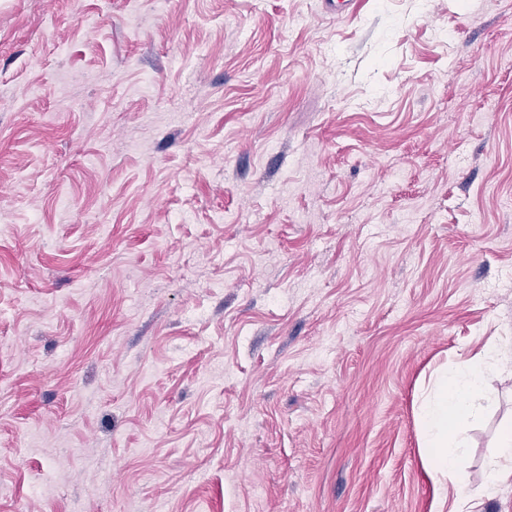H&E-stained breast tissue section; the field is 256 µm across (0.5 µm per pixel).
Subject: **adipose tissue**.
Here are the masks:
<instances>
[{
  "label": "adipose tissue",
  "instance_id": "adipose-tissue-1",
  "mask_svg": "<svg viewBox=\"0 0 512 512\" xmlns=\"http://www.w3.org/2000/svg\"><path fill=\"white\" fill-rule=\"evenodd\" d=\"M512 362L498 359L490 351L441 371L431 393L424 400L422 457L429 475L450 479L460 486L453 512H472L475 497L467 490L464 475L466 439L459 427L462 420L477 414V405L487 381L511 369Z\"/></svg>",
  "mask_w": 512,
  "mask_h": 512
}]
</instances>
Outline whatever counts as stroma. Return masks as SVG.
Segmentation results:
<instances>
[{
  "mask_svg": "<svg viewBox=\"0 0 512 512\" xmlns=\"http://www.w3.org/2000/svg\"><path fill=\"white\" fill-rule=\"evenodd\" d=\"M505 333L512 0H0V512H451ZM492 347L474 357L456 364L448 373L437 374L431 393L424 400L422 457L429 475L442 480L449 478L461 491L451 512H473L472 492L467 491L464 476L466 439L458 425L474 417L487 381L498 373L510 369V361L494 358Z\"/></svg>",
  "mask_w": 512,
  "mask_h": 512,
  "instance_id": "obj_1",
  "label": "stroma"
}]
</instances>
